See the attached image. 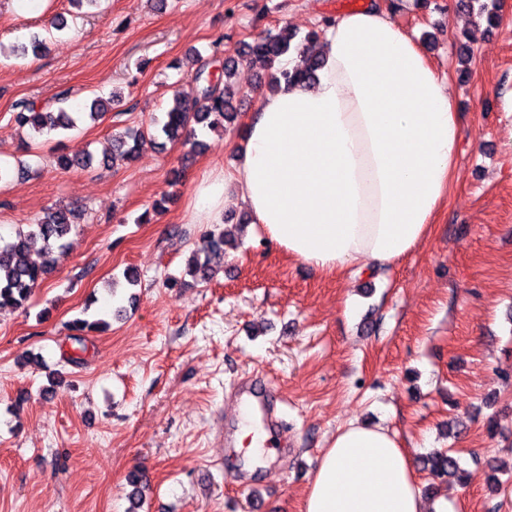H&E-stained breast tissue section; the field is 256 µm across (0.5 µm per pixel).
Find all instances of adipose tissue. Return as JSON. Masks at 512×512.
<instances>
[{
  "label": "adipose tissue",
  "mask_w": 512,
  "mask_h": 512,
  "mask_svg": "<svg viewBox=\"0 0 512 512\" xmlns=\"http://www.w3.org/2000/svg\"><path fill=\"white\" fill-rule=\"evenodd\" d=\"M314 81L265 95L232 169L196 184L189 219L224 221L226 189L288 257L324 272L408 255L448 195L460 136L444 79L414 39L370 6L333 19ZM302 512H424L386 428L349 423L318 461Z\"/></svg>",
  "instance_id": "ef3b65f1"
}]
</instances>
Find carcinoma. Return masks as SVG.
Listing matches in <instances>:
<instances>
[{"mask_svg": "<svg viewBox=\"0 0 512 512\" xmlns=\"http://www.w3.org/2000/svg\"><path fill=\"white\" fill-rule=\"evenodd\" d=\"M459 7L486 17L491 27L502 21V5L499 0L488 4L486 0H458ZM331 18L325 17L320 26L308 31L303 39H297V33L283 25L269 30L244 43L245 56L262 60L274 65L283 56H289L288 66L279 67L271 75L269 88L274 90L280 83H305L311 81L319 68V59L301 52V48L318 41L322 27L328 25ZM191 67L187 75L195 85V95L186 98L176 92L173 104L165 113L163 120L155 121L154 128L126 129L122 135L113 139L112 152L103 157L102 164H117L137 159L146 147L159 145L158 138L168 141H181L195 150L202 146L197 129L224 131L236 119V97L239 90L233 83L235 64L226 62L216 75H211L202 64L198 54L190 58ZM111 99L97 97L83 107L81 112H70L60 106L57 110L48 107L37 108L28 100H18L13 105L16 123L28 127L36 135L57 130H74L80 122H96L108 111ZM95 157L83 151L61 159L64 169H94ZM79 214L71 207L50 208L36 223L28 229L16 232L14 238L0 244V309H23L32 293L57 268L58 261L67 249V237L77 227ZM40 247L41 260L31 259L35 247ZM224 251V235L208 233L202 245L193 251L189 261V273L196 281H209L213 276L212 256ZM108 327L103 318H77L68 325V339L82 344L88 333ZM429 470L437 477H448L459 482L464 479V470L458 459L448 450H436L425 460Z\"/></svg>", "mask_w": 512, "mask_h": 512, "instance_id": "carcinoma-1", "label": "carcinoma"}]
</instances>
